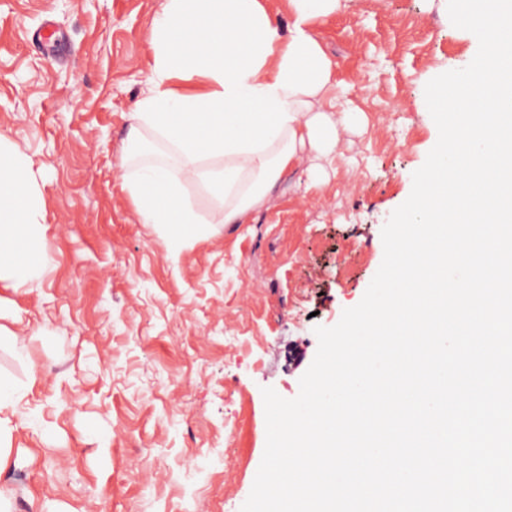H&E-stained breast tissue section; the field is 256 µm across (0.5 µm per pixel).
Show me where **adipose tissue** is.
<instances>
[{
  "label": "adipose tissue",
  "mask_w": 512,
  "mask_h": 512,
  "mask_svg": "<svg viewBox=\"0 0 512 512\" xmlns=\"http://www.w3.org/2000/svg\"><path fill=\"white\" fill-rule=\"evenodd\" d=\"M268 0H165L149 23V77L131 115L180 160L143 162L124 176L141 223L183 249L218 236L183 193L200 182L228 224H252L289 171L320 168L354 124L340 106L333 62L316 31L347 0H283L287 28ZM0 136V282L38 279L45 216L28 159Z\"/></svg>",
  "instance_id": "1"
}]
</instances>
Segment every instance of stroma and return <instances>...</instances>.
I'll return each instance as SVG.
<instances>
[{
    "instance_id": "obj_1",
    "label": "stroma",
    "mask_w": 512,
    "mask_h": 512,
    "mask_svg": "<svg viewBox=\"0 0 512 512\" xmlns=\"http://www.w3.org/2000/svg\"><path fill=\"white\" fill-rule=\"evenodd\" d=\"M163 4L0 0V134L29 159L46 219L42 277L0 285L8 512H240L263 388L295 398L315 327L361 301L438 139L421 91L475 51L439 0H349L317 36L361 124L321 181L288 174L256 223L176 255L122 188ZM245 279L261 284L246 301ZM15 390L10 381L0 377V437L2 446V432L8 430L10 422L9 413L14 414ZM4 415V416H3Z\"/></svg>"
}]
</instances>
